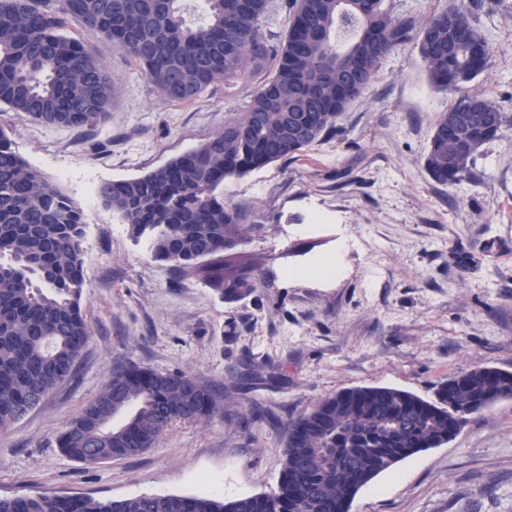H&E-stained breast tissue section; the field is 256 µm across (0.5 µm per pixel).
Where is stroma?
Returning a JSON list of instances; mask_svg holds the SVG:
<instances>
[{"instance_id": "1", "label": "stroma", "mask_w": 512, "mask_h": 512, "mask_svg": "<svg viewBox=\"0 0 512 512\" xmlns=\"http://www.w3.org/2000/svg\"><path fill=\"white\" fill-rule=\"evenodd\" d=\"M473 21L494 49L463 86L512 114V0ZM118 86L108 120L89 133L44 126L0 106L14 149L83 207V313L92 336L72 377L0 431V497L51 492L99 501L189 494L231 500L273 492L290 419L345 388L389 387L434 398L477 367L512 371V129L477 161L480 182L442 187L424 171L435 117L453 94L430 85L413 42L388 57L336 136L303 156L224 183L254 232L238 247L261 273L253 294L225 302L202 276L152 262L88 182L143 175L222 130L246 88L215 84L172 102L142 68L78 23ZM316 232H309L310 224ZM343 251L330 282L298 268ZM471 257L468 271L457 251ZM194 375L232 391L227 418L173 424L154 448L94 466L56 444L114 368ZM350 512H512V400L469 415L457 437L378 476Z\"/></svg>"}]
</instances>
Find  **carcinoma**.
<instances>
[{"instance_id": "carcinoma-1", "label": "carcinoma", "mask_w": 512, "mask_h": 512, "mask_svg": "<svg viewBox=\"0 0 512 512\" xmlns=\"http://www.w3.org/2000/svg\"><path fill=\"white\" fill-rule=\"evenodd\" d=\"M282 46L271 0H206L188 19L185 0H0V103L48 127L91 131L118 88L95 55L63 33L75 21L139 63L155 90L192 101L218 82L251 86L224 129L148 173L101 183V206L144 242L150 258L203 275L222 299L261 286L244 256L225 251L256 229L224 201V181L301 153L337 133L408 35L388 0H284ZM477 0L421 25L415 49L430 84L457 91L484 72L490 44L470 21ZM264 73L257 85L253 78ZM462 95L440 113L425 158L434 183L475 181L480 149L512 124L498 102ZM85 214L33 169L0 130V430L68 379L91 329L82 313ZM512 399V372L474 368L439 384L436 399L385 387L346 389L288 423L278 490L226 501L215 494H158L98 501L42 493L0 498V512H349L360 489L401 460L451 441L466 416ZM220 398L187 372H112L57 443L85 465L136 456L176 422L224 416Z\"/></svg>"}]
</instances>
